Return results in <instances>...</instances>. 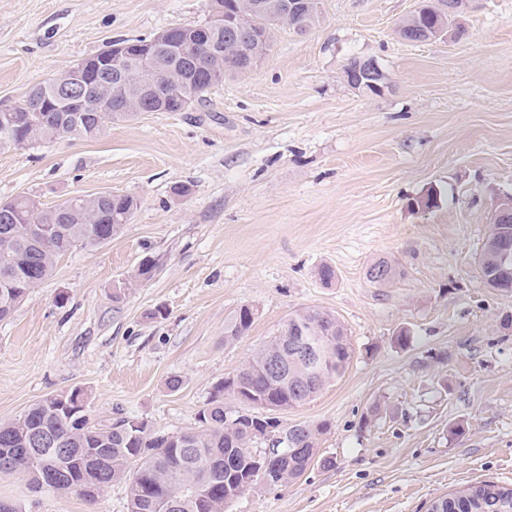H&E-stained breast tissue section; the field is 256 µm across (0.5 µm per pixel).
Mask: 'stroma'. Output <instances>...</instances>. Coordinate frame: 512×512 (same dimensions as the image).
Masks as SVG:
<instances>
[{
    "mask_svg": "<svg viewBox=\"0 0 512 512\" xmlns=\"http://www.w3.org/2000/svg\"><path fill=\"white\" fill-rule=\"evenodd\" d=\"M417 6L322 0L306 33L280 27L257 68L225 74L191 110L0 151L2 202L138 201L118 235L62 257L0 321V423L81 388L95 418L197 428L214 386L315 307L345 324L354 358L314 400L272 415L327 423L319 448L335 465L255 482L224 512H426L469 485L511 487L512 292L487 287L476 260L512 197V0H474L463 36L424 43L398 34ZM208 13L209 0H0V107L115 40ZM354 57L384 68L381 93L349 86ZM431 192L435 206L417 207ZM381 256L401 274L376 286L366 270ZM146 258L157 269L140 281ZM243 306L251 328L225 341ZM0 499L129 512L123 481L90 499L0 471Z\"/></svg>",
    "mask_w": 512,
    "mask_h": 512,
    "instance_id": "obj_1",
    "label": "stroma"
}]
</instances>
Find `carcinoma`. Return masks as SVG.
<instances>
[{
	"instance_id": "cac0c4a2",
	"label": "carcinoma",
	"mask_w": 512,
	"mask_h": 512,
	"mask_svg": "<svg viewBox=\"0 0 512 512\" xmlns=\"http://www.w3.org/2000/svg\"><path fill=\"white\" fill-rule=\"evenodd\" d=\"M227 19L238 22L237 35L230 36L232 55L250 48L251 36H263L262 49L269 54L274 30L297 22L310 26L319 20L321 0H303L299 21H275L243 11L240 0H220ZM444 0H423L417 13L399 25L400 37L408 42H427L437 30L456 27L463 12L442 11ZM193 37L190 52L178 60L166 51L158 61L166 69L178 66L189 70L190 81L204 100L211 89L206 73L192 71L189 59L205 51L202 33L190 27L173 28V37ZM29 122L15 126L14 148L60 138L82 137L84 133L66 125L59 113L44 107L41 94L32 89L25 98ZM10 222H0V320L7 318L33 289L48 280L60 258L81 247L95 248L106 243L128 223L137 201L128 195L113 194L104 203L78 214L65 204L27 208L24 198L10 202ZM512 246V224L494 223L478 258L484 283L499 291L512 290V262L505 264L504 249ZM400 271L393 260L381 257L366 271L367 280L379 286L392 282ZM254 312L240 308L224 326V339L233 341L246 334ZM291 326L307 332L322 353L323 366L312 371L309 365L287 353L285 336ZM354 347L345 325L335 314L301 308L288 315L277 332L255 351L249 362L232 378L215 387L201 410V425L173 435H157L146 422L121 417L110 425L93 421L88 410L68 415L55 395L33 403L21 417L0 423V454L13 458L12 470L24 472L34 487L60 494L79 493L94 498L127 477L129 512H224V504L238 497L254 481L278 485L299 479L315 463L333 465L320 457L319 436L326 424L299 422L281 427L269 418L230 411L224 406V392L254 408L275 405L294 409L313 400L333 379L341 377L351 364ZM272 437L277 445L257 455L252 444ZM445 512H512V488L493 482L469 485L442 496Z\"/></svg>"
}]
</instances>
